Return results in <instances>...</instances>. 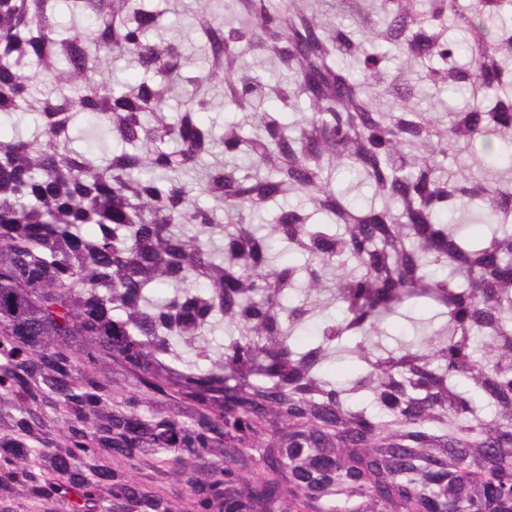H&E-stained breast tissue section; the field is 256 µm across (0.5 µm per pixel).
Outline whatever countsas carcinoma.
Wrapping results in <instances>:
<instances>
[{
	"instance_id": "carcinoma-1",
	"label": "carcinoma",
	"mask_w": 512,
	"mask_h": 512,
	"mask_svg": "<svg viewBox=\"0 0 512 512\" xmlns=\"http://www.w3.org/2000/svg\"><path fill=\"white\" fill-rule=\"evenodd\" d=\"M196 3L190 73L155 0H0V116L39 119L0 136V512H512V154L479 153L512 142V0ZM216 81L250 125L199 121ZM80 113L117 146L73 148ZM419 299L439 328L384 345Z\"/></svg>"
}]
</instances>
